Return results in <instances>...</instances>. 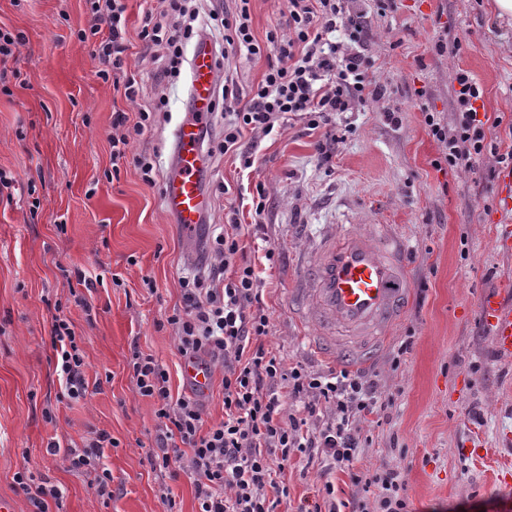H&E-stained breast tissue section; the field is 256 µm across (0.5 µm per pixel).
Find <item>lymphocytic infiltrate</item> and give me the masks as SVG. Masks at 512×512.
Wrapping results in <instances>:
<instances>
[{"label": "lymphocytic infiltrate", "mask_w": 512, "mask_h": 512, "mask_svg": "<svg viewBox=\"0 0 512 512\" xmlns=\"http://www.w3.org/2000/svg\"><path fill=\"white\" fill-rule=\"evenodd\" d=\"M90 2L91 32L100 38L94 50L102 65L98 75L106 80L123 68L125 9L116 0ZM237 2L233 15L222 18L214 12L205 23L186 10L184 0H162L159 12L145 13L142 19L146 52L161 53L164 78L180 72L183 43L193 36L210 41L223 57L233 52L248 59L266 58L267 67L249 93L225 78L224 112L202 127L203 151L210 156L239 155L243 168H251L252 154L242 148L245 133L271 135L294 116L305 120L308 131L319 132L318 160L329 164L345 140L337 115L373 104L387 93L373 79L375 58L364 15L350 10L349 0H288L287 37L273 27L260 39L252 27L250 0ZM336 31L343 32V41L331 40ZM455 80L453 126L443 125L430 111L424 122L442 147L441 163L470 170L488 147L489 128L475 108L483 88L464 70ZM154 118L153 111L144 109L134 122L126 113H116L110 138L113 161L132 158L149 184L156 175L152 158L131 156L130 150ZM244 231L235 221L225 225L208 252L207 275L183 280L182 307L169 319L181 357L203 358L209 366L223 368V421L205 426L196 396H173L167 370L152 355L132 353L137 391L156 404L157 434L148 453L151 468L172 480L188 475L198 512H278L289 493L277 472L300 453L311 460H331L337 471L348 475L351 494L338 500L333 482L325 481L317 499L301 503L298 512H409L400 470L356 467L364 425L387 409L377 382L344 368L328 375L299 365L287 368L265 347L270 316L260 304L255 263L241 244ZM51 336L64 380L63 398H85V356L71 323L55 318ZM111 442L101 431L66 453L72 469L94 470L92 487L104 502L112 497V474L98 464Z\"/></svg>", "instance_id": "1"}]
</instances>
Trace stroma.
I'll use <instances>...</instances> for the list:
<instances>
[{
    "label": "stroma",
    "instance_id": "1",
    "mask_svg": "<svg viewBox=\"0 0 512 512\" xmlns=\"http://www.w3.org/2000/svg\"><path fill=\"white\" fill-rule=\"evenodd\" d=\"M122 2L126 63L104 80L92 40L80 37L91 25L87 0H0V27L25 37L11 62L24 81L0 90V172L16 179L0 191V499L12 512H33L13 480L26 469L61 488L62 505L51 512H167L170 494L181 512H197L187 475L172 480L148 464L154 404L138 394L127 360L135 347L153 355L173 395L191 393L167 322L182 305L180 279L203 266L229 211L252 223L260 194L264 238L248 233L242 242L255 254L271 316L265 343L286 366L337 367L311 347L289 302L305 252L326 226L391 224L406 243L410 303L382 353L362 369L390 404L380 422L365 426L358 468H398L411 512H512V485L497 479L512 471V442L502 441L512 433V360L493 356L476 314L480 292L512 278V257L495 246L512 210L492 174L494 155L471 172L434 166L440 148L422 115L427 108L453 123L463 69L483 88L478 113L512 121V18H498L492 0H395L370 14L374 77L388 93L345 114L351 131L332 167L319 163L317 137L303 121L266 137L245 134L253 167L216 155L203 177L208 217L184 235L164 208L160 183H145L132 161L111 159L113 113L154 102L156 65L142 53L140 31L158 2ZM443 34L460 50L437 51ZM130 79L143 88L134 102L124 95ZM419 89L424 98H416ZM187 106L182 74L166 83L159 119L137 146L161 168L175 161ZM390 112L400 123L387 120ZM59 315L86 355L88 393L76 403L58 399L51 329ZM407 340L412 346L400 354ZM101 430L114 441L104 450L112 472L106 505L89 476L46 451L52 441L83 445ZM321 471L320 462L293 456L280 476L292 505L314 497Z\"/></svg>",
    "mask_w": 512,
    "mask_h": 512
}]
</instances>
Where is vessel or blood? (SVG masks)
<instances>
[{
  "mask_svg": "<svg viewBox=\"0 0 512 512\" xmlns=\"http://www.w3.org/2000/svg\"><path fill=\"white\" fill-rule=\"evenodd\" d=\"M217 72L210 43L193 51L192 113L180 127L176 172L164 184L169 212L183 229L201 224L210 200L201 185L206 167L198 138L209 120ZM404 244L390 224H339L324 231L305 267L301 312L318 334L324 354L355 367L373 360L400 320L411 278L401 258ZM479 317L493 350L512 359V297L504 290L479 295Z\"/></svg>",
  "mask_w": 512,
  "mask_h": 512,
  "instance_id": "b4317fda",
  "label": "vessel or blood"
}]
</instances>
